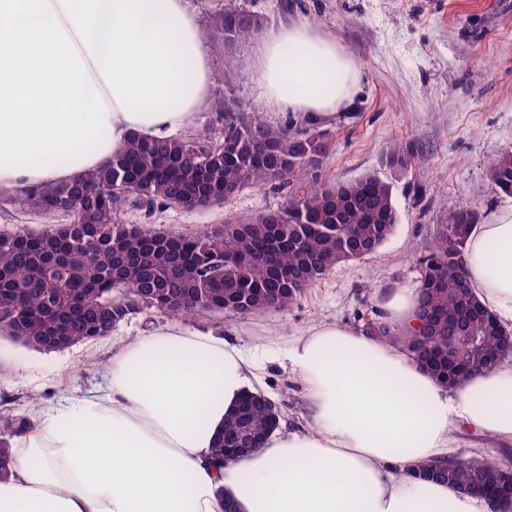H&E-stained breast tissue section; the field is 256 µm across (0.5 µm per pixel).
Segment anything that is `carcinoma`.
Here are the masks:
<instances>
[{
  "label": "carcinoma",
  "mask_w": 512,
  "mask_h": 512,
  "mask_svg": "<svg viewBox=\"0 0 512 512\" xmlns=\"http://www.w3.org/2000/svg\"><path fill=\"white\" fill-rule=\"evenodd\" d=\"M218 26L231 47L259 34L263 18L232 4ZM216 122L190 138H133L102 168L77 180L29 186L8 198L51 218H67L41 231L0 232V333L44 353L109 336L135 309L124 304L137 291L139 309L189 318L199 313L251 315L284 309L324 280L334 267L376 253L391 237L399 214L390 182L375 174L336 184L310 182L304 175L329 151L323 130L292 132L259 113L224 98ZM413 149L395 145L387 153L392 168L408 166ZM496 190L512 195V147L498 151L488 169ZM276 185L286 190L282 204L255 217L233 216L223 227L187 235L127 224L133 206L151 218L170 208L196 210L194 199L219 207L239 193ZM479 222L468 207L433 225L430 241L417 257L420 268L416 309L422 323L403 333L374 318L371 334L402 344L443 384L455 385L453 356L479 371L485 359L512 356L507 333L489 313L472 315L466 326L480 337L473 348L457 339L455 318L465 305L464 251ZM65 285L60 291L56 285ZM278 426L271 406L244 396L224 420L215 448H256ZM30 427L6 419L0 430V480L11 474L12 439ZM439 478L471 491L499 465L489 460L427 464L414 476Z\"/></svg>",
  "instance_id": "carcinoma-1"
}]
</instances>
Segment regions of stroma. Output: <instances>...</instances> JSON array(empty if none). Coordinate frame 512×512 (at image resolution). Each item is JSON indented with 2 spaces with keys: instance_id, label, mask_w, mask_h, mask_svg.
<instances>
[{
  "instance_id": "35a3bbf8",
  "label": "stroma",
  "mask_w": 512,
  "mask_h": 512,
  "mask_svg": "<svg viewBox=\"0 0 512 512\" xmlns=\"http://www.w3.org/2000/svg\"><path fill=\"white\" fill-rule=\"evenodd\" d=\"M232 0H188L203 32L213 66L209 101L188 134L212 123L214 104L231 97L271 124L301 129V122L270 108L259 94L254 63L259 38L226 47L212 26ZM261 14L264 29L301 20L317 27L360 67L349 103L321 122L330 152L309 177L351 181L375 174L389 181L400 221L373 256L339 265L288 308L260 315L192 318L191 323L234 338L247 350H262L304 334L321 321L354 328L376 316L383 288L416 289L415 258L432 227L466 206L481 221L507 203L488 182L496 149L512 146V0H233ZM410 145L415 157L405 169L386 163L393 144ZM268 186L247 190L223 207L168 210L161 230L198 234L233 215H255L281 204ZM167 316L143 312L121 322L112 336L44 353L0 335V419L38 424L40 407L66 402L103 385L117 345L166 325ZM267 383L281 417L298 421L303 404L297 383L275 364Z\"/></svg>"
}]
</instances>
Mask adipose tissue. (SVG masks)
I'll list each match as a JSON object with an SVG mask.
<instances>
[{"instance_id":"adipose-tissue-1","label":"adipose tissue","mask_w":512,"mask_h":512,"mask_svg":"<svg viewBox=\"0 0 512 512\" xmlns=\"http://www.w3.org/2000/svg\"><path fill=\"white\" fill-rule=\"evenodd\" d=\"M212 65L187 0H0V191L71 181L132 136L185 127ZM357 64L314 27L268 30L256 61L266 102L320 122L347 103ZM465 263L480 304L512 325V204L475 225ZM412 328L413 294L379 298ZM301 382L304 423L280 422L236 462L215 457L224 418L266 365ZM102 390L39 409L14 440L0 512H491L414 470L449 460L458 428L512 446V361L443 386L407 349L321 322L262 354L178 322L125 343Z\"/></svg>"}]
</instances>
